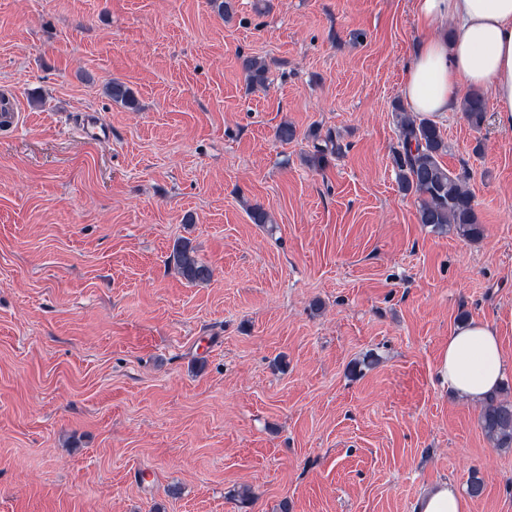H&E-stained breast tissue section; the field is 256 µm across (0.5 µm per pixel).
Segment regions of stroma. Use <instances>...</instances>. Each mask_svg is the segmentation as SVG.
<instances>
[{"label": "stroma", "instance_id": "obj_1", "mask_svg": "<svg viewBox=\"0 0 512 512\" xmlns=\"http://www.w3.org/2000/svg\"><path fill=\"white\" fill-rule=\"evenodd\" d=\"M269 3L0 0V512H411L475 474L469 512H512L437 374L488 321L512 400V127L437 117L483 235L432 231L392 162L413 0ZM78 115V130L85 140L99 142L112 138V127L103 122L96 113L85 111ZM168 263L189 283H204L211 278V269L197 258L188 242L178 241L174 244Z\"/></svg>", "mask_w": 512, "mask_h": 512}]
</instances>
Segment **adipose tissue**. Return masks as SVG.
I'll return each instance as SVG.
<instances>
[{
  "label": "adipose tissue",
  "mask_w": 512,
  "mask_h": 512,
  "mask_svg": "<svg viewBox=\"0 0 512 512\" xmlns=\"http://www.w3.org/2000/svg\"><path fill=\"white\" fill-rule=\"evenodd\" d=\"M422 26L451 23V36L420 40L407 63L403 97L419 115L459 108L461 88L487 87L494 110L512 126V0H415ZM442 388L473 403L500 386L505 358L495 327L473 320L443 344L437 366ZM412 512H468V500L445 481L419 492Z\"/></svg>",
  "instance_id": "adipose-tissue-1"
}]
</instances>
